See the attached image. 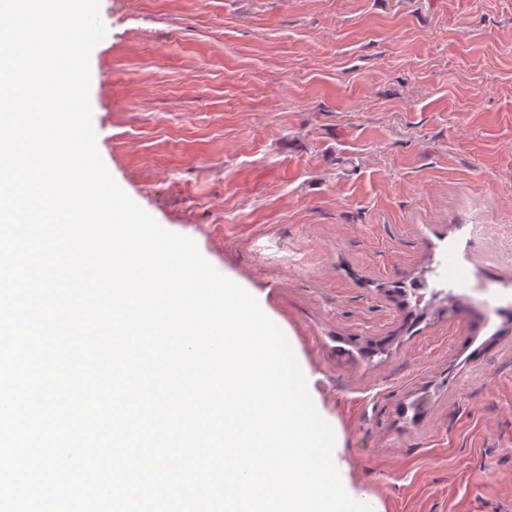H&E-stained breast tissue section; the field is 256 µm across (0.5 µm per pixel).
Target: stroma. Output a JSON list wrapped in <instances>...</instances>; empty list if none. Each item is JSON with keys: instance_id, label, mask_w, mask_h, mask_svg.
<instances>
[{"instance_id": "1", "label": "stroma", "mask_w": 512, "mask_h": 512, "mask_svg": "<svg viewBox=\"0 0 512 512\" xmlns=\"http://www.w3.org/2000/svg\"><path fill=\"white\" fill-rule=\"evenodd\" d=\"M97 150L296 344L373 512H512V0H100ZM480 224V239H469ZM461 295L408 324L396 289Z\"/></svg>"}]
</instances>
